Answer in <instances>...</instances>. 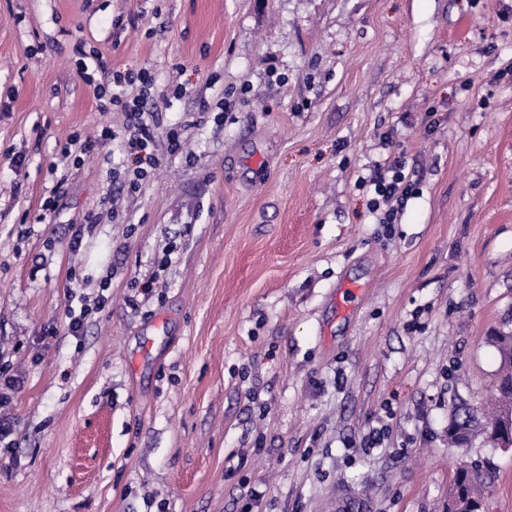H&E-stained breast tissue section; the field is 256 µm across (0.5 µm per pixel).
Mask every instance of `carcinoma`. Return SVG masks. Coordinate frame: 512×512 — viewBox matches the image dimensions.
Returning <instances> with one entry per match:
<instances>
[{
    "label": "carcinoma",
    "instance_id": "cac0c4a2",
    "mask_svg": "<svg viewBox=\"0 0 512 512\" xmlns=\"http://www.w3.org/2000/svg\"><path fill=\"white\" fill-rule=\"evenodd\" d=\"M500 357L498 395L493 407L478 413L469 407H457L448 424L451 446L465 447L478 435L498 441L504 449L512 448V329L501 326L491 336ZM483 478L467 468L457 471L448 491L445 512H483L480 484Z\"/></svg>",
    "mask_w": 512,
    "mask_h": 512
}]
</instances>
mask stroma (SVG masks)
Instances as JSON below:
<instances>
[{
  "instance_id": "stroma-1",
  "label": "stroma",
  "mask_w": 512,
  "mask_h": 512,
  "mask_svg": "<svg viewBox=\"0 0 512 512\" xmlns=\"http://www.w3.org/2000/svg\"><path fill=\"white\" fill-rule=\"evenodd\" d=\"M509 67L512 0H0V512H444L462 467L512 512V449L448 444L512 316ZM116 70L183 143L132 194ZM389 157L384 165L377 164L369 182L374 185V192L382 201L389 204L392 201L402 203L412 196L416 183L410 173H405L406 162L401 156ZM391 174V175H390Z\"/></svg>"
}]
</instances>
